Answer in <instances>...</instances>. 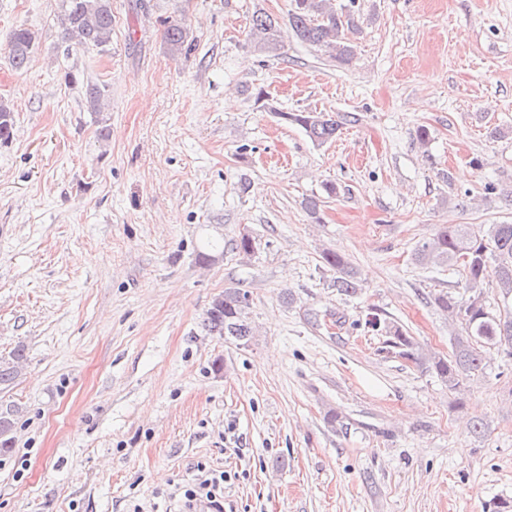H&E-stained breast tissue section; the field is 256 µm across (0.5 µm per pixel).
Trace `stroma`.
Instances as JSON below:
<instances>
[{
  "label": "stroma",
  "mask_w": 512,
  "mask_h": 512,
  "mask_svg": "<svg viewBox=\"0 0 512 512\" xmlns=\"http://www.w3.org/2000/svg\"><path fill=\"white\" fill-rule=\"evenodd\" d=\"M290 3L112 0L100 53L67 49L58 0H0L15 117L0 145V360L26 355L0 390L22 410L0 512H178L200 462L228 477L224 512H488L512 498L506 346L484 348L457 393L367 324L451 355L459 328L434 297L462 271L414 249L441 224L512 223V0H336L358 24L346 64L289 36ZM260 9L288 34L279 55L248 42ZM168 17L189 55L167 52ZM20 25L39 37L22 72L7 49ZM87 82L109 89L103 147ZM305 110L338 113L336 140L279 118ZM329 181L336 196L310 214ZM245 229L254 255L208 249ZM328 249L356 296L337 291ZM227 287L250 296L245 347L201 327ZM323 260L327 267L336 270L335 286L340 294L345 296L357 295L359 288L354 277V272L342 255L333 250L323 253Z\"/></svg>",
  "instance_id": "stroma-1"
}]
</instances>
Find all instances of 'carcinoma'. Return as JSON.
Wrapping results in <instances>:
<instances>
[{"label": "carcinoma", "mask_w": 512, "mask_h": 512, "mask_svg": "<svg viewBox=\"0 0 512 512\" xmlns=\"http://www.w3.org/2000/svg\"><path fill=\"white\" fill-rule=\"evenodd\" d=\"M57 21L61 39L70 47L106 51L112 46V0H59ZM288 23L299 40L318 48L330 59L340 64L351 60L354 45L349 34L355 30V21L352 14L337 10L333 0H293ZM163 24L164 43L171 55L178 56L191 49L187 28L181 20L167 18ZM250 44L255 51L264 54L281 50L277 21L263 12L254 14ZM36 45L37 35L30 28L18 26L10 32L8 53L16 70L27 68ZM106 98L107 86L86 83V104L96 114L100 142L109 137V118L104 113ZM280 118L301 127L318 145L336 139L341 127V121L333 112H282ZM14 126L13 111L0 99V144L12 140ZM232 249L250 256L258 249V242L252 234L244 232L232 240ZM323 260L327 267L336 271V290L349 297L357 295L359 288L354 272L344 257L327 250ZM415 260L423 265L446 263L462 268L463 290L467 296L440 293L435 303L449 319L464 324L463 332L454 337L452 355L447 358L423 352L413 337L391 322L384 323L387 344L401 357L433 371L448 388L457 390L464 380L483 370L482 346L512 345V316L494 315L481 297V287L490 276L495 278L503 296L512 295V224L443 225L417 246ZM249 308L248 292L226 288L205 311L203 329L211 336L245 346L254 336ZM24 361L21 349L16 350L11 359L0 360V386L10 384L19 376ZM19 415L15 407L0 408V453L13 449Z\"/></svg>", "instance_id": "cac0c4a2"}]
</instances>
